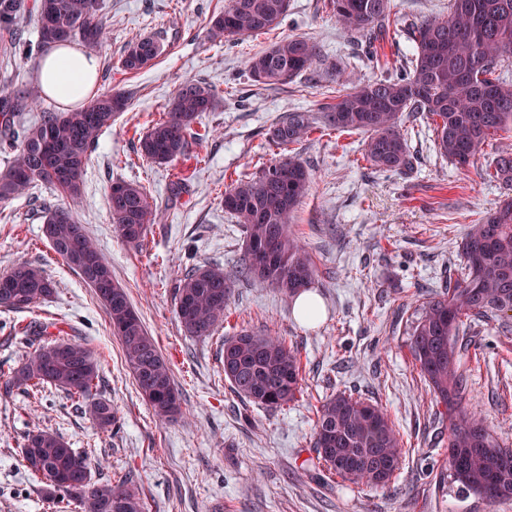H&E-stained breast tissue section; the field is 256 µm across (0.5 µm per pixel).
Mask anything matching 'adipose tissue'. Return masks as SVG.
<instances>
[{"label":"adipose tissue","mask_w":512,"mask_h":512,"mask_svg":"<svg viewBox=\"0 0 512 512\" xmlns=\"http://www.w3.org/2000/svg\"><path fill=\"white\" fill-rule=\"evenodd\" d=\"M97 68L95 54L72 44L54 45L39 63L42 89L50 97L77 103L92 86Z\"/></svg>","instance_id":"obj_1"}]
</instances>
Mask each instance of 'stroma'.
I'll return each mask as SVG.
<instances>
[{"instance_id": "stroma-1", "label": "stroma", "mask_w": 512, "mask_h": 512, "mask_svg": "<svg viewBox=\"0 0 512 512\" xmlns=\"http://www.w3.org/2000/svg\"><path fill=\"white\" fill-rule=\"evenodd\" d=\"M229 3L105 0L109 27L96 50L95 91H128V109L99 137L78 199L44 186L36 197L0 203V273L27 261L56 283L36 311L0 310V512H50L45 481L19 455L27 434L37 430L59 433L87 452L94 478L135 475L147 512H512V499L464 498L451 485L448 437L438 432L434 397L408 346L418 309L460 274L458 245L469 225L505 192L484 171L501 148L512 147V130L499 131L473 165L459 168L436 154L432 122L416 118L407 124L416 158L409 173L369 166L362 133L320 125L305 141L281 148L269 138L271 127L293 111L322 112L336 95L337 69L353 80H374L405 62L412 44L398 28L378 41L349 38L328 0H290L273 31L212 41L210 21ZM293 35L316 42L320 62L285 86L252 82L244 59ZM143 36L160 38L162 54L139 73L124 72L126 44ZM188 79L210 84L215 106L195 125L184 157L154 164L138 153L139 139ZM285 152L313 176L292 227L319 268L311 290L324 306L320 320L299 322L291 299L238 276L215 334L183 335L177 275L199 264L234 272L240 265L244 231L224 210L225 187L258 176ZM117 180L142 183L157 205L143 247L127 244L111 221L109 190ZM177 181L185 188L175 196L170 186ZM57 205L85 226L169 358L183 410L177 422H157L92 288L50 248L42 214ZM36 320L58 323L65 337L82 339L99 354L93 393L117 412L111 430L94 428L63 391L6 386L30 351L24 336ZM244 328L297 349L301 381L287 405L257 407L225 380L224 340ZM460 363L467 402L479 405L486 424L512 446V332L493 321L480 325L462 346ZM339 392L380 407L399 435L402 462L385 486L331 475L316 457V410Z\"/></svg>"}]
</instances>
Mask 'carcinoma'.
Segmentation results:
<instances>
[{
  "mask_svg": "<svg viewBox=\"0 0 512 512\" xmlns=\"http://www.w3.org/2000/svg\"><path fill=\"white\" fill-rule=\"evenodd\" d=\"M332 13L348 36L382 37L390 26L391 0H329ZM289 0H231L216 16L209 36L245 37L279 26ZM33 16L41 48L78 40L88 49L104 39L108 15L104 0H0V30L10 46H24L18 20ZM412 57L396 77L366 82L345 79L335 101L321 112L322 123L340 131L367 135L366 160L382 171L406 172L415 157L408 144L406 119L421 115L435 122L434 149L457 167L465 168L498 131L512 127V78L505 59L512 58V0H448V16L414 26ZM162 53L152 36L128 43L121 59L131 73L150 66ZM319 46L304 36H288L248 57L252 81L286 85L320 61ZM41 98L27 85L0 95V127L8 130L20 113ZM129 105L124 91L95 94L81 108L46 112L22 131L21 139L4 138L0 170V203L14 200L37 183L51 185L63 196L83 193L88 161L102 130ZM214 93L202 82L181 84L166 117L154 123L139 141V152L160 165L185 155L188 137L202 115L212 111ZM310 112H290L270 130L280 147L302 141L312 131ZM486 174L512 187V150L495 155ZM313 188L308 167L293 155L265 166L258 177L225 187L224 211L244 228L240 273L294 297L309 288L319 270L291 228L290 217ZM112 223L122 238L139 247L156 205L146 188L115 181L110 187ZM49 244L54 253L83 280H104L108 293H96L111 327H126L119 337L135 385L161 422L177 419L181 404L171 363L159 350L125 288L71 211L48 210ZM461 278L421 307L412 323L409 348L433 393L439 415L448 421V471L461 494L487 493L490 503L512 498V448L495 436L477 411L466 406V375L460 371L458 340L463 318L495 321L512 331V195H506L481 222L469 227L459 244ZM177 318L184 334L206 338L224 321L233 275L218 264L193 265L176 278ZM54 281L38 266L20 262L0 278V309L32 311L55 293ZM52 322L30 327L34 350L13 370L9 382L42 391L62 390L87 403L99 428L116 423L106 400H90L99 377L100 360L83 340L54 334ZM224 377L233 392L257 406L277 408L294 400L300 384V361L294 348L278 336L242 330L224 340ZM314 448L318 459L344 479L383 486L399 469L402 448L388 415L378 406L339 393L316 411ZM21 457L57 493L54 508L77 503L82 512H145L141 489L130 476L113 485L92 478L86 455L56 433L27 435ZM109 491V498L99 491Z\"/></svg>",
  "mask_w": 512,
  "mask_h": 512,
  "instance_id": "obj_1",
  "label": "carcinoma"
}]
</instances>
